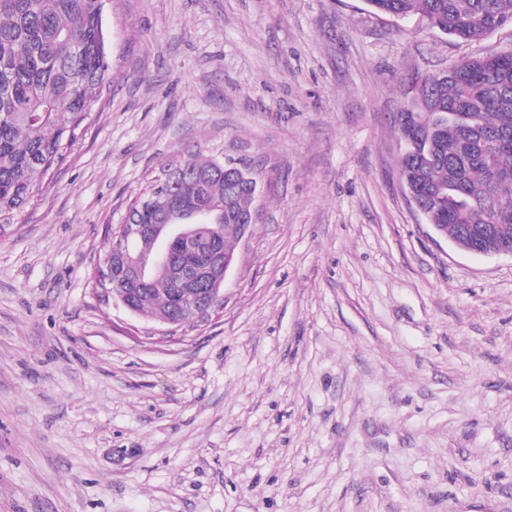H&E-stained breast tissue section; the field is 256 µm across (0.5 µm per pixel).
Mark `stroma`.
<instances>
[{"label": "stroma", "mask_w": 512, "mask_h": 512, "mask_svg": "<svg viewBox=\"0 0 512 512\" xmlns=\"http://www.w3.org/2000/svg\"><path fill=\"white\" fill-rule=\"evenodd\" d=\"M112 83L0 238V512H512V257L400 176L412 81L512 48L366 0H107ZM186 151L254 168L224 305L93 288Z\"/></svg>", "instance_id": "stroma-1"}]
</instances>
